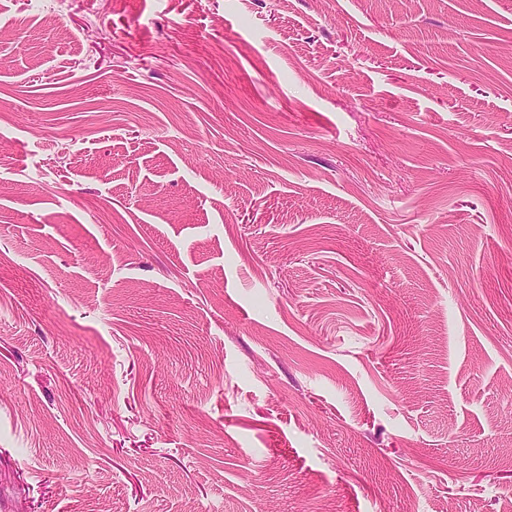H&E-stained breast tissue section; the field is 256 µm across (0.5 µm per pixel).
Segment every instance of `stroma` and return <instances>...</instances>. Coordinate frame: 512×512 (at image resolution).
Wrapping results in <instances>:
<instances>
[{
	"instance_id": "1",
	"label": "stroma",
	"mask_w": 512,
	"mask_h": 512,
	"mask_svg": "<svg viewBox=\"0 0 512 512\" xmlns=\"http://www.w3.org/2000/svg\"><path fill=\"white\" fill-rule=\"evenodd\" d=\"M0 0V512H512V0Z\"/></svg>"
}]
</instances>
